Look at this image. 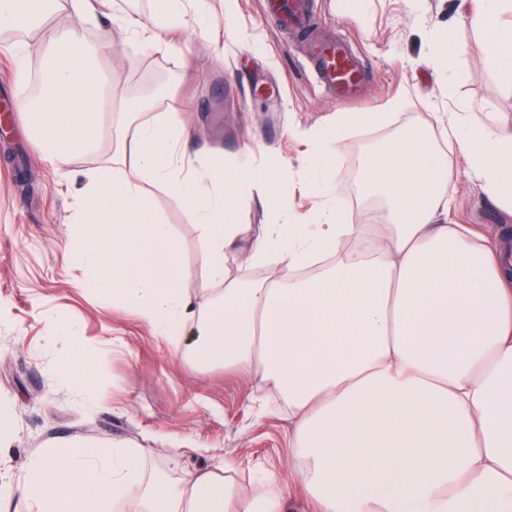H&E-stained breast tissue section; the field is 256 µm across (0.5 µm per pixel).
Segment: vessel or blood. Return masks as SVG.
Masks as SVG:
<instances>
[{
  "instance_id": "obj_1",
  "label": "vessel or blood",
  "mask_w": 512,
  "mask_h": 512,
  "mask_svg": "<svg viewBox=\"0 0 512 512\" xmlns=\"http://www.w3.org/2000/svg\"><path fill=\"white\" fill-rule=\"evenodd\" d=\"M267 8L284 29L303 32L309 27L308 0H269ZM313 72L320 85L334 92L337 99L349 102L359 100L366 64L348 41L317 42Z\"/></svg>"
}]
</instances>
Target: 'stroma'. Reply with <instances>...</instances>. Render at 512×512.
I'll list each match as a JSON object with an SVG mask.
<instances>
[{
	"mask_svg": "<svg viewBox=\"0 0 512 512\" xmlns=\"http://www.w3.org/2000/svg\"><path fill=\"white\" fill-rule=\"evenodd\" d=\"M210 2V29L191 37L187 54L141 48L104 19L85 27L84 36L94 40L111 30L112 48L100 65L112 74L113 97L145 103L149 117L180 113L200 129L192 149L215 148L225 162L257 166L276 151L291 168L277 188L297 213L314 202L299 174L307 151L301 133L336 113L389 115L373 130L348 132L329 158L353 217L364 206L357 193L362 164L403 123L417 122L428 133L438 113L488 112L512 131V83L489 62L479 32L458 19L455 0H310L326 36L351 40L367 60L363 98L353 104L337 102L318 85L307 44L285 40L264 19L261 0H237L229 15L221 0ZM438 21L455 31L457 80L449 92L430 61V30ZM68 22L59 12L33 35L0 30V102L28 90L16 76V44L37 45ZM117 130L104 123L100 149L59 168L44 160L24 115L10 113L0 134V403L16 416L14 441L0 450V483L20 480L26 460L42 449L83 440L140 449L149 467L171 475L232 460L236 483L258 489L263 473L284 476L291 466L287 409L275 407L274 395L255 379L200 370L174 356L151 327L87 288L91 272L69 260L77 191L86 172L111 155ZM442 154L458 173L447 189L452 222L512 237V213L474 189L457 152L446 147ZM146 195L155 216L180 236L183 262L200 274L203 247L186 209L160 187L147 186ZM46 311L84 342L101 381L96 404L86 403L59 372L61 348L47 341Z\"/></svg>",
	"mask_w": 512,
	"mask_h": 512,
	"instance_id": "35a3bbf8",
	"label": "stroma"
}]
</instances>
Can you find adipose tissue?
Segmentation results:
<instances>
[{
  "mask_svg": "<svg viewBox=\"0 0 512 512\" xmlns=\"http://www.w3.org/2000/svg\"><path fill=\"white\" fill-rule=\"evenodd\" d=\"M112 0H0V27L29 29L69 5L74 21L39 46L45 87L20 98L46 160L98 148L104 106L94 64L104 47L81 24ZM474 29L495 23L489 60L512 80V0H457ZM206 0H158L145 20L127 17V41L165 45L172 30H205ZM381 112L337 114L306 135L308 179L322 202L311 218L291 213L276 177L219 154L191 159L179 113L133 120L130 159L93 169L72 219L74 263L91 282L201 369L224 366L259 378L287 405L296 467L314 512H512V249L477 227L449 221L454 171L433 139L402 132L365 163L361 197L371 212L343 223L329 176L332 142L350 125L382 124ZM441 135L464 157L482 192L512 210V134L468 113L440 116ZM166 187L190 212L204 246L207 305L192 297L193 274L168 224L149 216L145 184ZM260 200L267 223L235 220ZM266 269L259 280L230 275L226 261ZM315 268L298 279L281 269ZM59 369L89 401L100 384L84 346L70 338ZM226 462L169 478L146 471L139 449L72 441L32 456L22 482L0 485V512H286L283 483L261 490L230 482Z\"/></svg>",
  "mask_w": 512,
  "mask_h": 512,
  "instance_id": "1",
  "label": "adipose tissue"
}]
</instances>
